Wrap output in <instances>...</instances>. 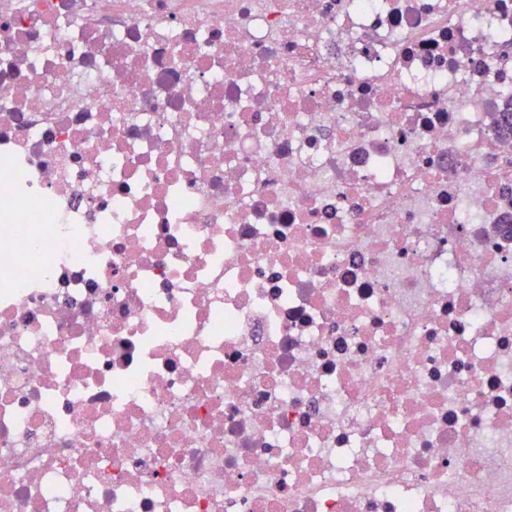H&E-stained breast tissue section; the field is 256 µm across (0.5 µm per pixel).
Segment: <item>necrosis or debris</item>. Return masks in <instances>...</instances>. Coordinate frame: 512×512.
Listing matches in <instances>:
<instances>
[{"label": "necrosis or debris", "instance_id": "necrosis-or-debris-1", "mask_svg": "<svg viewBox=\"0 0 512 512\" xmlns=\"http://www.w3.org/2000/svg\"><path fill=\"white\" fill-rule=\"evenodd\" d=\"M512 0H0V512H512Z\"/></svg>", "mask_w": 512, "mask_h": 512}]
</instances>
